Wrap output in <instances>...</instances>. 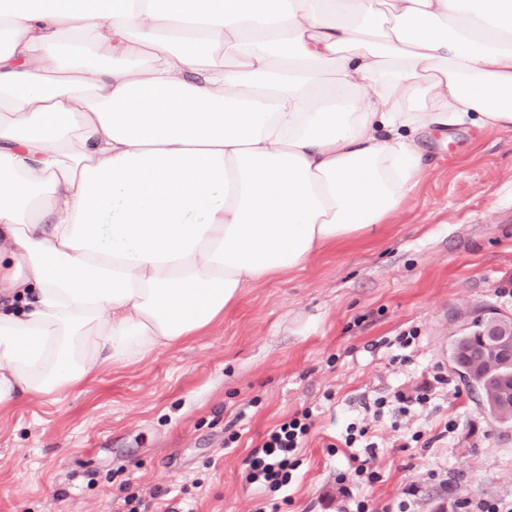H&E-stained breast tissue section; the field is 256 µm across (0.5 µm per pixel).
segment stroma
<instances>
[{
  "mask_svg": "<svg viewBox=\"0 0 512 512\" xmlns=\"http://www.w3.org/2000/svg\"><path fill=\"white\" fill-rule=\"evenodd\" d=\"M421 146L429 169L374 235L244 289L203 335L1 410L0 512H124L126 483L145 512H339L351 423L370 424L378 445L381 481L352 489L376 512H398L414 481V512H460L465 498L512 512V426L448 362L449 338L481 308L512 316V131L466 127ZM404 331L416 335L407 364L390 345ZM437 371L452 389L430 404L365 413ZM304 409L314 426L288 491L247 481L250 450ZM418 430L430 447L415 446Z\"/></svg>",
  "mask_w": 512,
  "mask_h": 512,
  "instance_id": "obj_1",
  "label": "stroma"
}]
</instances>
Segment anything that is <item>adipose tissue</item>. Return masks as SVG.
<instances>
[{"label": "adipose tissue", "mask_w": 512, "mask_h": 512, "mask_svg": "<svg viewBox=\"0 0 512 512\" xmlns=\"http://www.w3.org/2000/svg\"><path fill=\"white\" fill-rule=\"evenodd\" d=\"M512 129V0H0V409L372 235Z\"/></svg>", "instance_id": "ef3b65f1"}]
</instances>
